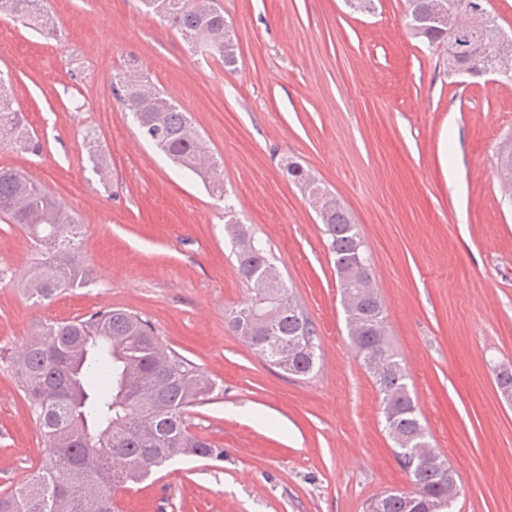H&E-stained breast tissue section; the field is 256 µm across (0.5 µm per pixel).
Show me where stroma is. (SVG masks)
<instances>
[{"label":"stroma","mask_w":512,"mask_h":512,"mask_svg":"<svg viewBox=\"0 0 512 512\" xmlns=\"http://www.w3.org/2000/svg\"><path fill=\"white\" fill-rule=\"evenodd\" d=\"M218 3L238 47L233 73L136 0H47L57 41L0 16V71L42 147L0 149V167L38 170L76 213L95 278L31 306L21 285L33 248L0 216V352L46 322L121 308L222 385L186 420L223 458L168 463L118 490L116 512H363L407 486L349 344L323 226L281 165L289 158L359 226L429 442L461 487L452 512H512V399L497 384L512 372V203L495 168L512 137V85L449 75L446 50L408 34L402 0H375L371 15L344 0ZM134 64L189 113L241 219L270 243L317 329L312 375L269 366L227 325L246 289L224 203L140 142L112 93ZM43 448L0 361V492L27 480Z\"/></svg>","instance_id":"1"}]
</instances>
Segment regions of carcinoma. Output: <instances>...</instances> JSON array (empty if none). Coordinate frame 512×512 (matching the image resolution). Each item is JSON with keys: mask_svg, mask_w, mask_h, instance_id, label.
<instances>
[{"mask_svg": "<svg viewBox=\"0 0 512 512\" xmlns=\"http://www.w3.org/2000/svg\"><path fill=\"white\" fill-rule=\"evenodd\" d=\"M140 2L146 13L166 20L193 52L236 69L234 35L214 0ZM441 3L448 0H404L407 29L430 47L453 40L449 27L430 21ZM0 15L41 35L58 36L44 0H0ZM504 54L512 57V36L492 40L475 30L467 53L448 54V74L464 67L479 77ZM112 90L147 143L224 199L225 230L246 288V298L226 314L231 328L239 331L252 309L260 308L267 318L255 325L246 339L249 346L287 375L312 374L320 359L314 325L263 241L237 218L224 190L223 169L188 113L135 72L121 77ZM2 146L18 154L41 150L0 82ZM496 168L501 184L512 187V143L499 147ZM284 169L316 204L336 269L355 272L341 286L346 329L377 389L395 458L410 479L409 489L370 499L365 512H406L410 498L451 512L448 505L459 495L456 473L427 440L356 224L345 205L302 166L288 161ZM0 215L23 228L41 252L22 284L32 305L40 307L90 282V271L79 259L83 225L41 182L21 169L0 168ZM13 365L44 438L45 462L23 484L0 493V512H115L117 490L141 482L170 460L224 457V449L191 433L185 421L187 408L207 400L217 389L215 382L179 354L167 352L151 324L136 313L105 308L46 324L14 353Z\"/></svg>", "mask_w": 512, "mask_h": 512, "instance_id": "1", "label": "carcinoma"}]
</instances>
